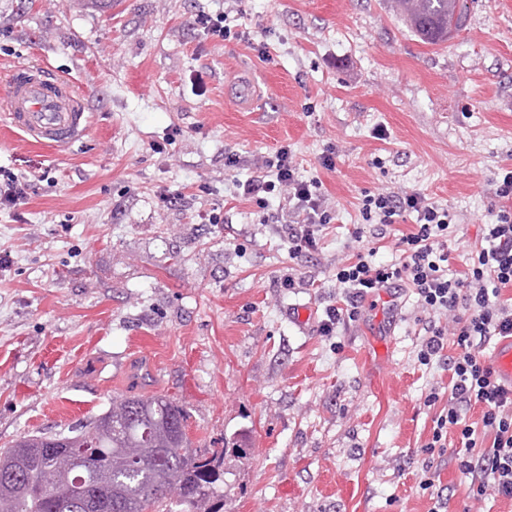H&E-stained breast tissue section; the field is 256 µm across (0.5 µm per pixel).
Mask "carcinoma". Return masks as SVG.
I'll use <instances>...</instances> for the list:
<instances>
[{
	"instance_id": "1",
	"label": "carcinoma",
	"mask_w": 512,
	"mask_h": 512,
	"mask_svg": "<svg viewBox=\"0 0 512 512\" xmlns=\"http://www.w3.org/2000/svg\"><path fill=\"white\" fill-rule=\"evenodd\" d=\"M413 33L436 45L461 30L473 0H394ZM187 414L164 396L121 397L88 427L26 436L0 449V512H154L172 498L188 512H218L223 463L192 447ZM79 456L80 473L63 468Z\"/></svg>"
}]
</instances>
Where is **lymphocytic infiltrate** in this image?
<instances>
[{"mask_svg":"<svg viewBox=\"0 0 512 512\" xmlns=\"http://www.w3.org/2000/svg\"><path fill=\"white\" fill-rule=\"evenodd\" d=\"M224 166L234 174V198L264 208L270 198L284 197L293 218L276 231L287 237L289 257L298 259L317 249L320 232L333 223L334 215L322 182L300 179L287 147L268 153L243 179L235 175L237 156H226ZM495 195L500 206L483 226L480 246L472 251L466 271L456 276L448 273L453 220L448 209L414 190L364 195L359 204L362 224L354 238L367 233L385 239L388 228L408 215L415 218V230L399 238L395 262L380 263L359 253L337 267L343 304L327 310L322 330L329 333L341 320H357L366 298L380 289L400 282L413 288L422 310L434 316L425 327L417 359L424 365L439 361L450 372L448 403L435 419L423 469L431 471V454L448 457L469 478L474 496L491 490L512 499V390L502 385L484 353L492 338L512 336V303L501 298L503 288L512 287V169L497 182ZM439 316L447 319V326L436 324ZM475 405L482 408L477 423L467 419ZM449 430L458 433V446L444 443Z\"/></svg>","mask_w":512,"mask_h":512,"instance_id":"obj_1","label":"lymphocytic infiltrate"}]
</instances>
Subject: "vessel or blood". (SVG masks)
I'll return each instance as SVG.
<instances>
[{"label": "vessel or blood", "mask_w": 512, "mask_h": 512, "mask_svg": "<svg viewBox=\"0 0 512 512\" xmlns=\"http://www.w3.org/2000/svg\"><path fill=\"white\" fill-rule=\"evenodd\" d=\"M5 112L13 128L50 149L74 143L88 127L80 91L67 79L47 76L40 67L10 72ZM490 359L498 376L512 386V336L497 341Z\"/></svg>", "instance_id": "vessel-or-blood-1"}]
</instances>
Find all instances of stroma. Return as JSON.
Returning a JSON list of instances; mask_svg holds the SVG:
<instances>
[{"mask_svg": "<svg viewBox=\"0 0 512 512\" xmlns=\"http://www.w3.org/2000/svg\"><path fill=\"white\" fill-rule=\"evenodd\" d=\"M200 11L261 36L266 56L204 38ZM39 65L77 82L90 123L50 150L0 120V169L34 187L0 206V448L165 395L193 447L224 456L220 512H512L473 499L453 465L419 486L440 411L426 398L449 373L417 359L429 316L411 289L385 359L371 311L320 330L337 266L373 248L391 260L414 229L353 239L366 193L448 207V265L465 271L512 168V0H476L438 45L393 0H0V79ZM242 79L248 105L229 95ZM283 145L336 214L298 260L260 221L278 199H233L224 169L225 154L249 169ZM213 209L223 223H202Z\"/></svg>", "mask_w": 512, "mask_h": 512, "instance_id": "obj_1", "label": "stroma"}]
</instances>
